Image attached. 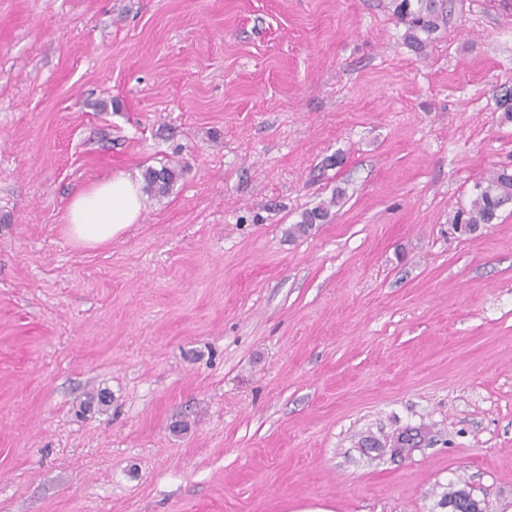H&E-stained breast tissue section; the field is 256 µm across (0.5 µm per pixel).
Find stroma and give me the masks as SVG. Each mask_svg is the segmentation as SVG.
Wrapping results in <instances>:
<instances>
[{
  "instance_id": "obj_1",
  "label": "stroma",
  "mask_w": 512,
  "mask_h": 512,
  "mask_svg": "<svg viewBox=\"0 0 512 512\" xmlns=\"http://www.w3.org/2000/svg\"><path fill=\"white\" fill-rule=\"evenodd\" d=\"M388 3L0 0V512H512V0ZM412 2H416L414 6ZM393 14L408 19L412 30L431 31L438 17V5L435 0H390ZM178 176L179 172L171 167L148 168L144 174V190L146 193L163 195ZM476 190L469 209L461 210L455 218V224L464 233H473L480 224H491L497 218L499 208L512 196V174L505 169L496 172L485 186L479 185ZM142 209L139 180L120 173L72 197L64 214V232L78 246H104L136 224Z\"/></svg>"
}]
</instances>
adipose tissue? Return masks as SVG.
Instances as JSON below:
<instances>
[{
	"mask_svg": "<svg viewBox=\"0 0 512 512\" xmlns=\"http://www.w3.org/2000/svg\"><path fill=\"white\" fill-rule=\"evenodd\" d=\"M142 209L139 180L121 173L72 197L64 214V232L76 245L100 247L137 223Z\"/></svg>",
	"mask_w": 512,
	"mask_h": 512,
	"instance_id": "1",
	"label": "adipose tissue"
}]
</instances>
